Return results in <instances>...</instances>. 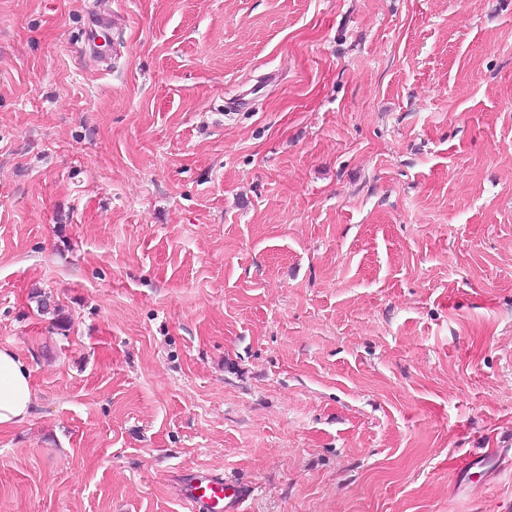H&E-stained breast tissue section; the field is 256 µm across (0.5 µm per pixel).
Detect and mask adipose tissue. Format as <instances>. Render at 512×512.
<instances>
[{
    "mask_svg": "<svg viewBox=\"0 0 512 512\" xmlns=\"http://www.w3.org/2000/svg\"><path fill=\"white\" fill-rule=\"evenodd\" d=\"M30 374L13 352L0 349V430L24 423L32 415Z\"/></svg>",
    "mask_w": 512,
    "mask_h": 512,
    "instance_id": "1",
    "label": "adipose tissue"
}]
</instances>
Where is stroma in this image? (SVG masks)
Here are the masks:
<instances>
[{
  "label": "stroma",
  "instance_id": "1",
  "mask_svg": "<svg viewBox=\"0 0 512 512\" xmlns=\"http://www.w3.org/2000/svg\"><path fill=\"white\" fill-rule=\"evenodd\" d=\"M0 347V512H512V0H0ZM29 370L13 352L0 349V430L24 423L32 415ZM251 490L213 473H189L183 476L179 498L188 512H243Z\"/></svg>",
  "mask_w": 512,
  "mask_h": 512
}]
</instances>
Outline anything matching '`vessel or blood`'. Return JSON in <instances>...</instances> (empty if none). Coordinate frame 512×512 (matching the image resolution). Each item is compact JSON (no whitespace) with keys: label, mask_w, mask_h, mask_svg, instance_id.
<instances>
[{"label":"vessel or blood","mask_w":512,"mask_h":512,"mask_svg":"<svg viewBox=\"0 0 512 512\" xmlns=\"http://www.w3.org/2000/svg\"><path fill=\"white\" fill-rule=\"evenodd\" d=\"M250 496L248 487L213 473L186 474L179 488L187 512H243Z\"/></svg>","instance_id":"b4317fda"}]
</instances>
